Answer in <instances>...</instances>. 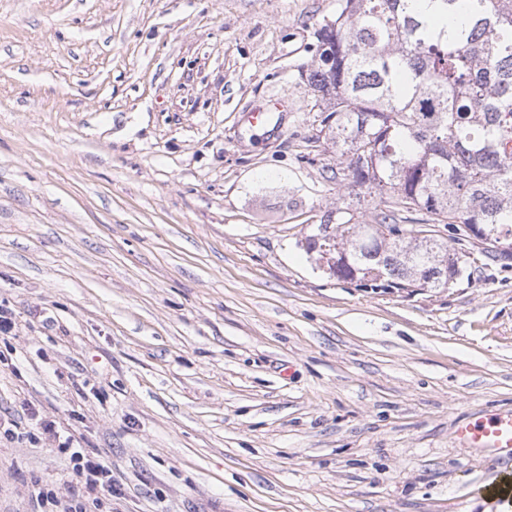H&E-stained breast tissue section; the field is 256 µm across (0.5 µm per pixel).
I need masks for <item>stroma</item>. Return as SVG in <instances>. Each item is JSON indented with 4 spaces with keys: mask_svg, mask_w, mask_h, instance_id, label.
<instances>
[{
    "mask_svg": "<svg viewBox=\"0 0 512 512\" xmlns=\"http://www.w3.org/2000/svg\"><path fill=\"white\" fill-rule=\"evenodd\" d=\"M338 6L0 0V512L68 496L47 421L112 512H512V460L454 440L512 413V257L365 288L305 250L338 188L300 70ZM67 456L73 493L62 499L47 484L35 483L30 492L31 499L42 509L40 512H90L88 502L80 495L81 488L98 489L99 494L112 504V497L121 495V489L112 483V465L98 453H86L73 434L68 435L56 448Z\"/></svg>",
    "mask_w": 512,
    "mask_h": 512,
    "instance_id": "35a3bbf8",
    "label": "stroma"
}]
</instances>
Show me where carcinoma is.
I'll list each match as a JSON object with an SVG mask.
<instances>
[{"label":"carcinoma","mask_w":512,"mask_h":512,"mask_svg":"<svg viewBox=\"0 0 512 512\" xmlns=\"http://www.w3.org/2000/svg\"><path fill=\"white\" fill-rule=\"evenodd\" d=\"M316 39L301 76L346 192L307 251L332 235L346 280L446 288L461 225L512 241V0H342ZM351 195L386 209L356 221Z\"/></svg>","instance_id":"carcinoma-1"}]
</instances>
